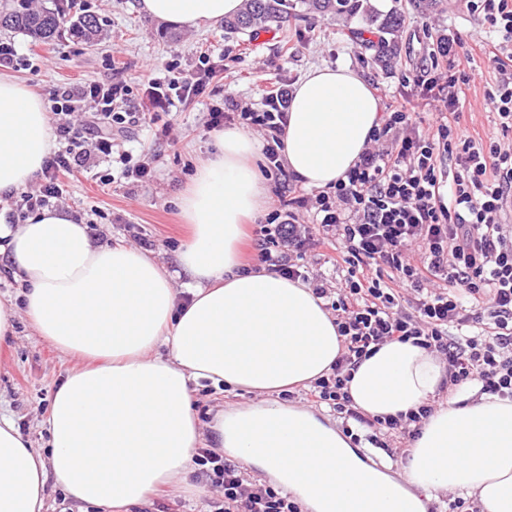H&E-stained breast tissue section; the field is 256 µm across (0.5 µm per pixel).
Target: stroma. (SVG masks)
<instances>
[{
	"label": "stroma",
	"instance_id": "35a3bbf8",
	"mask_svg": "<svg viewBox=\"0 0 512 512\" xmlns=\"http://www.w3.org/2000/svg\"><path fill=\"white\" fill-rule=\"evenodd\" d=\"M402 8L405 20L398 33L395 57L381 65L366 41L375 35L361 20L343 23L297 5L278 25L259 32L228 31L223 25L182 30L144 17L137 0H73L75 13L97 15L102 28L94 43L62 33L44 44L28 35L0 28V43L13 44L17 56L8 73L51 103L61 88L120 79L132 70L149 69L162 79L183 77L209 61L218 76L206 93L192 102H171L152 124L130 128L118 138L110 158L70 180L66 204L87 224L95 242H121L154 252L168 266L178 264L186 235L178 196L193 176L198 161L214 152V134L205 127L211 105L235 100L260 108L269 90L297 84L315 67L347 65L367 83H381L388 100L409 101L420 113L434 103L412 82L430 66L440 37H456L465 44L488 37L467 0H443L432 12L412 8L409 0H380L377 11ZM499 74L477 60L475 79L467 91L469 105L460 120L462 133L500 139L484 106L486 89ZM153 160L149 182L136 183L125 175L126 164L141 156ZM74 358L60 354L18 321L11 345L0 348V413L11 417L33 447L46 449L45 416L50 400L74 366ZM199 418L209 422L220 407L253 403L254 395L218 390L201 383L194 390Z\"/></svg>",
	"mask_w": 512,
	"mask_h": 512
}]
</instances>
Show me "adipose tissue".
Returning <instances> with one entry per match:
<instances>
[{
    "label": "adipose tissue",
    "instance_id": "adipose-tissue-1",
    "mask_svg": "<svg viewBox=\"0 0 512 512\" xmlns=\"http://www.w3.org/2000/svg\"><path fill=\"white\" fill-rule=\"evenodd\" d=\"M243 0H140L142 14L186 30L235 15ZM381 122L380 100L350 67L317 68L296 85L282 151L302 184L344 178ZM179 198L191 233L178 270L151 251L96 243L63 206L9 223V204L55 147L41 97L0 73V259L20 302L0 301V345L25 319L62 354L81 358L54 392L49 450L33 448L0 414V512H45L46 485L103 512L150 505L181 485L213 438L237 462L272 476L312 512H425L422 494L476 498L480 512H512V401L448 381L440 358L391 341L348 384L353 404L384 418L434 403L397 481L366 466L335 425L279 402L331 373L342 353L335 318L305 282L245 268L244 222L266 207L256 138L231 126ZM185 279L188 301L175 287ZM256 395L202 424L191 384Z\"/></svg>",
    "mask_w": 512,
    "mask_h": 512
}]
</instances>
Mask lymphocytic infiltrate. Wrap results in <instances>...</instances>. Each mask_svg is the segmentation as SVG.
<instances>
[{"label": "lymphocytic infiltrate", "mask_w": 512, "mask_h": 512, "mask_svg": "<svg viewBox=\"0 0 512 512\" xmlns=\"http://www.w3.org/2000/svg\"><path fill=\"white\" fill-rule=\"evenodd\" d=\"M494 38L481 51L500 76L485 100L502 134L512 133V0H468ZM475 62L472 50L457 39L442 44L431 59V76L414 83L432 94V122H424L407 103L389 102L386 116L370 135L371 145L332 190L303 193L281 201L257 245L273 270L309 283L325 300L343 338V352L330 375L306 390L308 402L328 406L368 441L396 458L395 439L418 437L427 404L394 418H371L352 403L346 386L363 358L390 341H413L448 365V387L478 382L482 393L512 401V149L498 142L460 134L466 91ZM216 76L214 67L164 81L143 73L128 81L94 82L61 90L51 107L54 133L65 149L47 157L36 186L24 191L27 209L62 198L67 181L81 168L109 157L112 129L151 123L154 107L204 93ZM145 88L150 110L119 111L132 84ZM94 110L75 119L80 102ZM287 89L270 91L261 111L239 104L215 105L207 126L240 124L262 132L267 168L284 174L281 136L288 121ZM454 158L447 173L444 157ZM312 214L300 223L296 207ZM318 244L335 254L336 280L312 275L295 261ZM198 476L221 489L211 512H301L280 488L247 478L241 467L202 448L195 456Z\"/></svg>", "instance_id": "obj_1"}]
</instances>
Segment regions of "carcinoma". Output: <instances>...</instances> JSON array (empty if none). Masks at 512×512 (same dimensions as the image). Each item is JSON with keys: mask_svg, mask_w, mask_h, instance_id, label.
I'll use <instances>...</instances> for the list:
<instances>
[{"mask_svg": "<svg viewBox=\"0 0 512 512\" xmlns=\"http://www.w3.org/2000/svg\"><path fill=\"white\" fill-rule=\"evenodd\" d=\"M306 2H308V9L323 15L334 14L345 20L362 15L366 23H378V47L381 48L382 55L378 56L377 60L380 61L397 50L395 33L402 26V12L394 10L379 23L377 16L364 8L363 0H306ZM292 8L290 0H245L244 8L237 16L224 20V28L266 30L272 23L285 19ZM0 27L19 30L36 40L49 42L67 29L89 40L99 31L100 23L97 17L90 14L72 15L61 7L34 10L29 7L27 0H14L13 9L3 15L0 14Z\"/></svg>", "mask_w": 512, "mask_h": 512, "instance_id": "obj_1", "label": "carcinoma"}]
</instances>
